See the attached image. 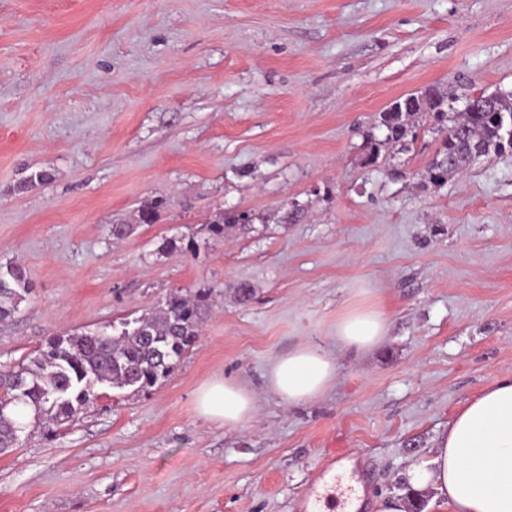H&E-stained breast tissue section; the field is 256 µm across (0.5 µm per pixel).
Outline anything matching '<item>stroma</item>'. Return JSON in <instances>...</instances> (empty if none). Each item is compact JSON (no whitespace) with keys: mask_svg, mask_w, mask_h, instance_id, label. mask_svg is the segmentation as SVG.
Here are the masks:
<instances>
[{"mask_svg":"<svg viewBox=\"0 0 512 512\" xmlns=\"http://www.w3.org/2000/svg\"><path fill=\"white\" fill-rule=\"evenodd\" d=\"M460 81L512 91V0H0V268L31 288L0 322V364L176 288L213 299L166 380L99 388L0 455V512H300L336 458L356 465L362 512L401 492L405 512H449L405 475L512 375V153L428 190L432 134L375 168L359 156L392 101ZM227 209L250 223L211 239ZM359 305L386 338L336 351ZM302 342L335 350L338 374L291 408L263 374ZM217 377L256 393L253 423L197 414Z\"/></svg>","mask_w":512,"mask_h":512,"instance_id":"35a3bbf8","label":"stroma"}]
</instances>
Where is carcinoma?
<instances>
[{"label": "carcinoma", "instance_id": "carcinoma-1", "mask_svg": "<svg viewBox=\"0 0 512 512\" xmlns=\"http://www.w3.org/2000/svg\"><path fill=\"white\" fill-rule=\"evenodd\" d=\"M463 102V108L454 104ZM512 119V91L465 93L436 85L400 97L378 115L383 137H367L361 164L373 167L386 148L404 150L419 133L439 136L428 166L429 183L440 187L463 173L481 155L503 153L501 119ZM246 218L222 212L206 228L216 239L224 229ZM29 293L24 268L0 270V321L14 317ZM210 308V294H184L177 290L154 310L109 333L57 335L27 362L0 371V452L19 442L27 425L21 412L31 413L33 427L53 433L75 421L98 397L95 388H150L168 378L177 361L192 346Z\"/></svg>", "mask_w": 512, "mask_h": 512}]
</instances>
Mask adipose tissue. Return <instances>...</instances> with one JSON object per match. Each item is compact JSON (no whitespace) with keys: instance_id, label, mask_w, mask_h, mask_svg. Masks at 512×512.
Segmentation results:
<instances>
[{"instance_id":"1","label":"adipose tissue","mask_w":512,"mask_h":512,"mask_svg":"<svg viewBox=\"0 0 512 512\" xmlns=\"http://www.w3.org/2000/svg\"><path fill=\"white\" fill-rule=\"evenodd\" d=\"M386 321L372 307H355L336 321V344L351 353L378 347ZM335 356L318 345L302 343L276 356L265 375L266 390L288 406L322 397L336 382ZM206 420L239 428L257 413L256 395L244 383L216 378L196 396ZM407 481L429 488L451 512H512V375L488 382L454 415L434 441L430 460L412 463Z\"/></svg>"}]
</instances>
